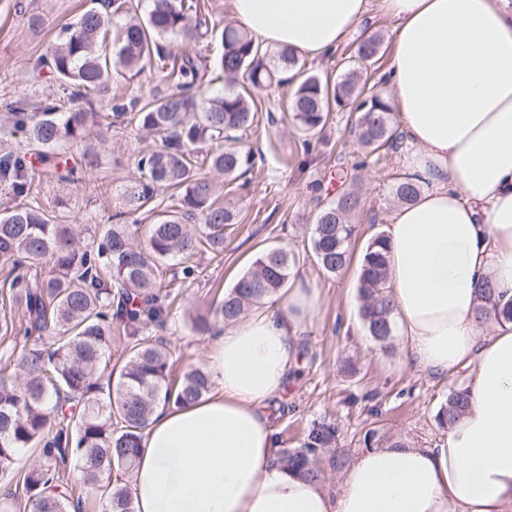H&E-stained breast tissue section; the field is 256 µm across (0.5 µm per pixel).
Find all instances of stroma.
<instances>
[{
	"mask_svg": "<svg viewBox=\"0 0 512 512\" xmlns=\"http://www.w3.org/2000/svg\"><path fill=\"white\" fill-rule=\"evenodd\" d=\"M93 0H0V91L34 103L66 102L68 93L44 67L60 29ZM392 23L370 4L362 33L383 37L379 60L371 65L367 85L386 91L381 81L392 52ZM289 86L255 92L259 134L242 137V149L255 163L241 178L215 175L221 201L236 215L224 238V259L202 258L195 281L186 283L166 330L176 374L208 365L212 339L195 334L191 319L216 292L228 289L264 247L279 245L296 253L297 276L315 282L320 303L298 341L285 398L273 409L274 435L283 448L302 447L308 432L328 428L331 446L353 462L362 452L400 441L418 448L440 444L446 431L434 416L451 386L462 375L442 378L404 365L403 342L382 350L369 336L357 307L360 258L369 239L388 228L396 206L394 185L412 167L414 147L400 141L397 150L364 157L350 132V113L332 112L316 152L305 155L302 136L284 107ZM103 133L95 167L82 182L45 181L38 187L42 205L70 224H104L112 199L134 177V159L150 144L135 124L121 123ZM360 182L361 204L352 259L340 274L329 275L313 260L309 240L318 212L336 196L337 168Z\"/></svg>",
	"mask_w": 512,
	"mask_h": 512,
	"instance_id": "1",
	"label": "stroma"
}]
</instances>
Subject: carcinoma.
<instances>
[{
  "mask_svg": "<svg viewBox=\"0 0 512 512\" xmlns=\"http://www.w3.org/2000/svg\"><path fill=\"white\" fill-rule=\"evenodd\" d=\"M138 10L135 0H101V8L86 9L62 27L45 66L71 88L69 111L24 97L3 100L10 134L30 148L41 170L35 177L21 155L0 156V184L24 200L0 210V262L11 265L0 281V295L24 304L29 330L37 333L25 344L16 374H5L10 360L0 366V512H16L21 497L26 512H77L81 497L65 479L72 461L84 483L100 492L103 512H136L129 478L157 401L183 406L210 391L203 370L173 375L166 343L150 330L166 326L179 297L172 286L195 275L197 256L224 259V231L234 224V214L218 202L214 182L195 168L207 164L236 177L254 165L249 151L203 150L205 144L218 145L253 129L252 91L293 85L286 110L305 136L306 154L309 137L323 129L334 107L355 114L354 134L371 154L394 149L401 139L390 101L360 85L359 66L378 61V35L359 42L332 85L286 49L270 62L246 31L232 25L221 33L216 69L198 52H173L172 43L197 42L205 35L208 23L198 0H154L143 19ZM147 66L163 74L168 92L115 99L111 111H96L109 69L133 78ZM223 80L232 87L208 96ZM90 117L109 127L126 120L156 141L135 158L138 178L112 199L113 223L86 225L89 242L83 244L75 225L33 197V183L37 177L76 174L73 169L61 173L58 150L67 139L82 137ZM168 189L176 195L163 207L157 197ZM419 194L420 182L410 174L394 187L405 205ZM359 204L357 193L344 190L317 215L309 251L328 274L341 273L350 262L355 234L350 217ZM147 207L155 220L146 225L141 246L133 242L140 224L129 217ZM386 237L384 230L374 234L364 249L358 288L363 326L381 346L394 336ZM296 264V255L283 247L261 249L223 297L192 318V330L206 336L215 324L229 326L286 291ZM42 266L48 268L45 275L36 273ZM478 288L483 304L477 321L493 315L512 320V308L499 307L493 281ZM114 328L126 353L115 364ZM467 408L466 388L453 386L435 420L449 427ZM331 438L328 429L314 430L302 447L281 449L279 461L318 482L319 451ZM28 450L36 455L34 463L24 472L16 470L20 454Z\"/></svg>",
  "mask_w": 512,
  "mask_h": 512,
  "instance_id": "cac0c4a2",
  "label": "carcinoma"
}]
</instances>
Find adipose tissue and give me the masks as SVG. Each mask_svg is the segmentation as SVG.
Instances as JSON below:
<instances>
[{"instance_id": "adipose-tissue-1", "label": "adipose tissue", "mask_w": 512, "mask_h": 512, "mask_svg": "<svg viewBox=\"0 0 512 512\" xmlns=\"http://www.w3.org/2000/svg\"><path fill=\"white\" fill-rule=\"evenodd\" d=\"M393 23L384 75L416 148L422 190L388 229L390 296L405 357L465 372L469 407L436 448L361 454L334 490L278 460L267 409L319 303L297 278L283 298L224 327L214 391L157 404L132 489L137 512H512V320L476 323V285L512 304V0H378ZM368 0H231L255 42L327 61Z\"/></svg>"}]
</instances>
